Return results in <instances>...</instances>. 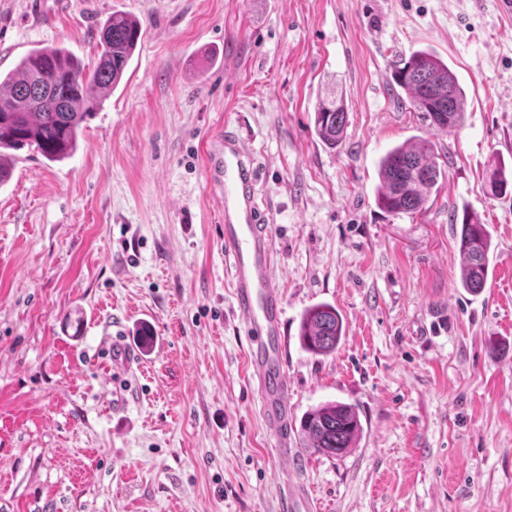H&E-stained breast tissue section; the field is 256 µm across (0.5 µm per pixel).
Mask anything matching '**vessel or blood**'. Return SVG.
<instances>
[{
	"label": "vessel or blood",
	"instance_id": "obj_1",
	"mask_svg": "<svg viewBox=\"0 0 512 512\" xmlns=\"http://www.w3.org/2000/svg\"><path fill=\"white\" fill-rule=\"evenodd\" d=\"M211 183L220 188L224 251L231 258L236 313L249 337L248 372L256 384L261 416L282 459H290L288 381L283 372L281 344L282 295L273 271V246L268 219L256 194L254 152L233 128L209 140L205 150ZM113 369L131 367L134 356L120 334L105 341ZM281 512H310L304 488L286 479Z\"/></svg>",
	"mask_w": 512,
	"mask_h": 512
}]
</instances>
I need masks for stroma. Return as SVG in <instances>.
<instances>
[{
	"label": "stroma",
	"mask_w": 512,
	"mask_h": 512,
	"mask_svg": "<svg viewBox=\"0 0 512 512\" xmlns=\"http://www.w3.org/2000/svg\"><path fill=\"white\" fill-rule=\"evenodd\" d=\"M115 11L143 35L74 155L16 152L0 185V512H280L286 477L320 512H512V17L496 0H0V71L61 46L86 68ZM435 52L466 93L459 129L400 104L397 61ZM343 91L326 147L319 99ZM252 145L270 207L294 465L246 369L204 143ZM430 140L445 177L424 208H378L377 164ZM492 236L486 285L459 284L452 209ZM344 336L316 356L304 312ZM120 328L138 363L101 351ZM154 341L143 345L139 333ZM363 433L337 457L297 427L326 401ZM314 128L319 139L328 147L336 148L345 138L347 107L343 96L336 93L319 101L314 112ZM343 333V319L339 312L333 305L321 303L304 313L299 335L306 351L321 356L336 350Z\"/></svg>",
	"instance_id": "35a3bbf8"
}]
</instances>
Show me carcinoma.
I'll return each mask as SVG.
<instances>
[{"label": "carcinoma", "mask_w": 512, "mask_h": 512, "mask_svg": "<svg viewBox=\"0 0 512 512\" xmlns=\"http://www.w3.org/2000/svg\"><path fill=\"white\" fill-rule=\"evenodd\" d=\"M98 35L101 53L91 70L70 51L48 46L32 50L13 70L0 73V185L10 176L15 151L33 147L46 160L59 162L77 150L84 123L120 83L142 37V24L115 11ZM393 81L405 93L410 109L421 113L429 126L443 131L461 126L464 90L448 63L434 52L416 51L398 62ZM347 116L343 97L333 93L319 101L314 128L326 146L333 149L343 143ZM442 176L430 141L395 146L379 163L377 203L391 213L417 212ZM458 222L461 285L479 292L487 280L490 234L465 209L452 212L450 223ZM343 333V319L331 304H318L302 317L300 342L313 355L336 350ZM300 433L305 449L336 456L355 447L362 424L353 406L328 401L303 415Z\"/></svg>", "instance_id": "obj_1"}]
</instances>
